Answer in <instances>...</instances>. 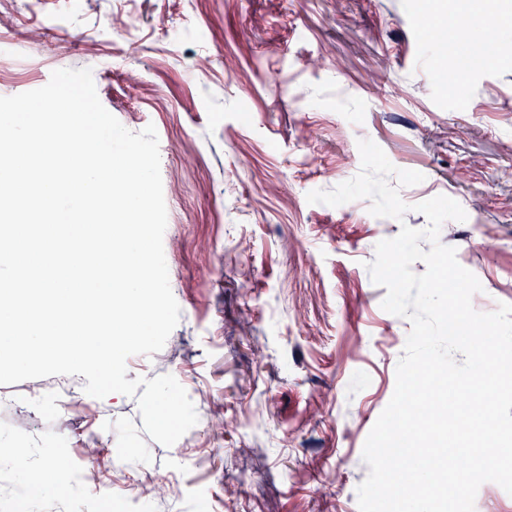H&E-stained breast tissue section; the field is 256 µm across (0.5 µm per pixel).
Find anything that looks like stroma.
Listing matches in <instances>:
<instances>
[{"mask_svg": "<svg viewBox=\"0 0 512 512\" xmlns=\"http://www.w3.org/2000/svg\"><path fill=\"white\" fill-rule=\"evenodd\" d=\"M504 2L0 0V96L88 68L125 128L157 130L181 312L127 377L173 375L198 415L167 448L136 398L90 397L84 376L0 385V440L34 466L73 462L72 490L31 512H103L158 473L173 486L149 512H358L411 329L365 267L377 243L425 228L414 204L448 196L467 218L440 241L482 285L473 308L512 304V57L457 67ZM425 8L439 41L415 27ZM113 14L127 26L110 36ZM366 138L424 176L400 190L403 220L306 200L360 172Z\"/></svg>", "mask_w": 512, "mask_h": 512, "instance_id": "obj_1", "label": "stroma"}]
</instances>
